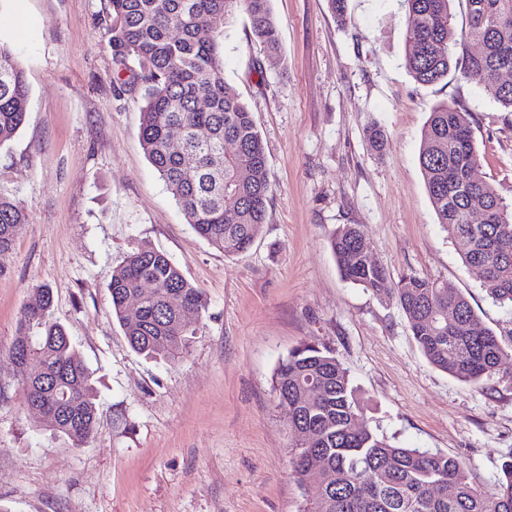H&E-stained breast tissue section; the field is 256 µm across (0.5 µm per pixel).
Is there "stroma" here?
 <instances>
[{
    "label": "stroma",
    "mask_w": 512,
    "mask_h": 512,
    "mask_svg": "<svg viewBox=\"0 0 512 512\" xmlns=\"http://www.w3.org/2000/svg\"><path fill=\"white\" fill-rule=\"evenodd\" d=\"M271 7L276 54L245 14L224 30V83L253 114L271 186L260 235L227 256L186 223L142 148V91L116 77L108 0H0V40L30 89L24 125L0 146V194L28 219L0 274V512H301L273 377L304 342L335 351L364 422L396 445L457 457L482 487L512 455V368L480 387L430 365L395 301L346 282L328 244L362 225L392 279L447 282L512 339V307L463 263L419 162L432 107L460 106L480 176L512 202V112L458 72L413 80L403 0H347L342 23L328 0ZM141 243L207 298L184 357L138 355L112 312V271ZM38 286L93 374L100 421L81 448L41 426L17 386L28 372L7 356Z\"/></svg>",
    "instance_id": "obj_1"
}]
</instances>
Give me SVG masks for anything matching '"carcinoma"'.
Returning <instances> with one entry per match:
<instances>
[{
  "label": "carcinoma",
  "instance_id": "obj_1",
  "mask_svg": "<svg viewBox=\"0 0 512 512\" xmlns=\"http://www.w3.org/2000/svg\"><path fill=\"white\" fill-rule=\"evenodd\" d=\"M271 0H109L107 33L117 71L134 60L143 84L139 136L148 160L195 233L234 255L260 234L270 199L267 160L251 112L224 85V24L248 15L253 39L269 53L279 39ZM454 0H405L411 45L405 67L421 85H434L451 68L490 91L512 112V86L499 83L512 70V0H465L467 31H456ZM506 22L488 30V19ZM483 44L474 58L466 41ZM207 95L199 97L200 88ZM29 87L10 47L0 42V146L26 119ZM178 146H173V142ZM230 143L234 151L224 150ZM420 165L438 223L448 232L464 263L475 270L487 296L512 306V205L494 188L473 178L479 155L470 113L456 105L436 106L422 133ZM491 210L493 223H469L474 201ZM25 214L0 195V274L6 269ZM365 234L345 224L329 244L341 276L366 290L383 291L404 312L425 359L453 378L480 384L512 362V340L504 343L484 326L469 300L448 284L416 275L391 285L388 269L363 255ZM115 313L133 351L149 358L175 359L188 353L191 337L181 321L186 309L206 308L203 292L170 257L150 245L129 252L108 283ZM132 297L141 299L135 310ZM53 297L34 288L18 321L11 359L30 357L42 377L22 381L25 403L47 407L45 426L80 447L94 434L99 407L91 374L61 324L52 320ZM453 308L456 324L448 323ZM322 390L311 405L306 394ZM274 391L288 404L293 437L290 466L305 501L303 512H512V455L500 466L492 487L474 486L465 464L454 457L392 444L361 422L358 389L325 346L302 343L276 368ZM309 433L307 441L299 435ZM317 469L321 482L305 484ZM442 483L446 494L432 492Z\"/></svg>",
  "mask_w": 512,
  "mask_h": 512
}]
</instances>
